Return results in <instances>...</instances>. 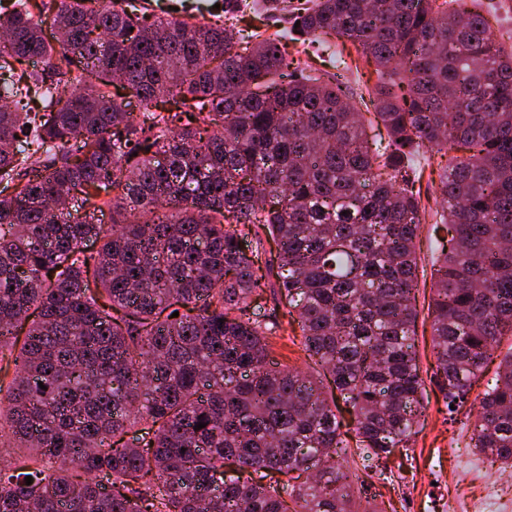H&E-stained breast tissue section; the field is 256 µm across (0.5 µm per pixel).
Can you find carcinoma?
Here are the masks:
<instances>
[{
	"mask_svg": "<svg viewBox=\"0 0 512 512\" xmlns=\"http://www.w3.org/2000/svg\"><path fill=\"white\" fill-rule=\"evenodd\" d=\"M245 8L0 0V407L27 449L0 512H357L349 434L379 460L423 417L427 151L463 152L430 304L448 413L512 336V48L480 0H278L266 38ZM336 38L375 65L362 108L294 50ZM273 271L285 323L256 313ZM288 331L334 392L272 356ZM470 441L512 468V353Z\"/></svg>",
	"mask_w": 512,
	"mask_h": 512,
	"instance_id": "obj_1",
	"label": "carcinoma"
}]
</instances>
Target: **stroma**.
<instances>
[{
	"label": "stroma",
	"mask_w": 512,
	"mask_h": 512,
	"mask_svg": "<svg viewBox=\"0 0 512 512\" xmlns=\"http://www.w3.org/2000/svg\"><path fill=\"white\" fill-rule=\"evenodd\" d=\"M435 224L423 221L417 239L419 292L416 308V349L423 379L424 424L409 448L396 449L388 459L390 474L379 479L356 451L348 453V468L365 482L366 494L380 512H478L487 498L512 502V471L499 462L475 453L470 436L475 412L485 391L497 379L499 359L512 353V338L503 337L494 360L474 384L466 406L449 417L444 392L433 376L431 317L428 304L433 295L431 272L441 251L434 238Z\"/></svg>",
	"instance_id": "35a3bbf8"
}]
</instances>
